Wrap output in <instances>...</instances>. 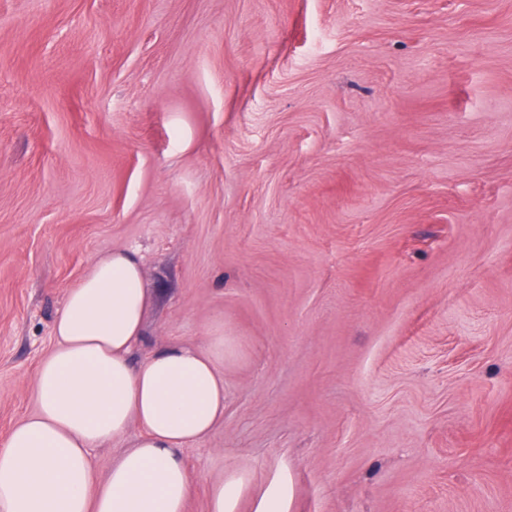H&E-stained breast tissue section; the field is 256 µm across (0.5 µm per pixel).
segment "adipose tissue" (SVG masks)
I'll use <instances>...</instances> for the list:
<instances>
[{
  "mask_svg": "<svg viewBox=\"0 0 512 512\" xmlns=\"http://www.w3.org/2000/svg\"><path fill=\"white\" fill-rule=\"evenodd\" d=\"M153 297L135 251L92 259L54 323L38 409L0 446V512H185V446L224 418V332L130 359ZM140 435L99 478L91 450Z\"/></svg>",
  "mask_w": 512,
  "mask_h": 512,
  "instance_id": "adipose-tissue-1",
  "label": "adipose tissue"
}]
</instances>
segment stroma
I'll return each mask as SVG.
<instances>
[{
    "label": "stroma",
    "mask_w": 512,
    "mask_h": 512,
    "mask_svg": "<svg viewBox=\"0 0 512 512\" xmlns=\"http://www.w3.org/2000/svg\"><path fill=\"white\" fill-rule=\"evenodd\" d=\"M115 247L224 329L185 512H512V0H0V443ZM240 490L236 480L224 481V477L214 481L209 488L208 512H234V501Z\"/></svg>",
    "instance_id": "1"
}]
</instances>
